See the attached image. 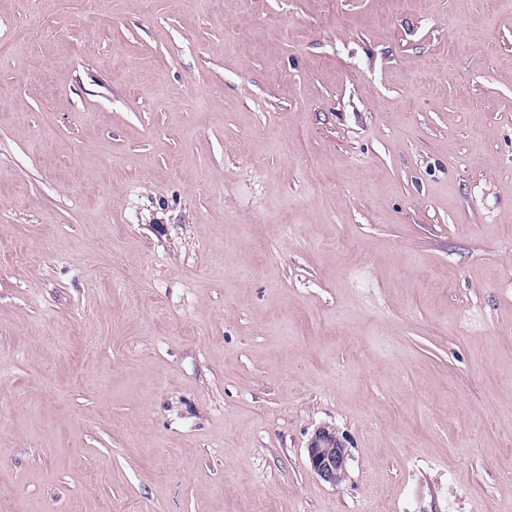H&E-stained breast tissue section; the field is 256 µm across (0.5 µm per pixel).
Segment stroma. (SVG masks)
I'll return each mask as SVG.
<instances>
[{
    "mask_svg": "<svg viewBox=\"0 0 512 512\" xmlns=\"http://www.w3.org/2000/svg\"><path fill=\"white\" fill-rule=\"evenodd\" d=\"M0 512H512V0H0ZM307 455L311 470L321 482L336 487L345 480L349 453L335 428H318Z\"/></svg>",
    "mask_w": 512,
    "mask_h": 512,
    "instance_id": "35a3bbf8",
    "label": "stroma"
}]
</instances>
